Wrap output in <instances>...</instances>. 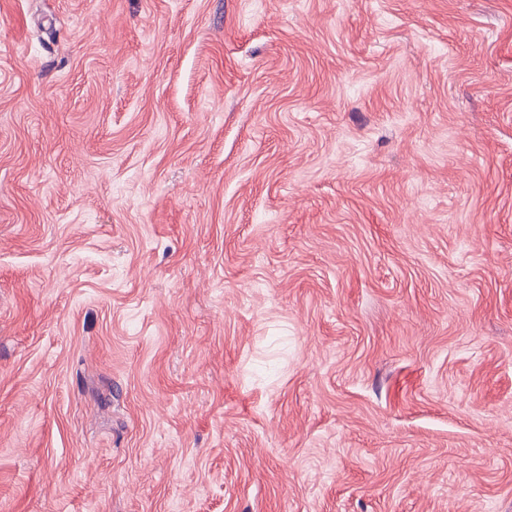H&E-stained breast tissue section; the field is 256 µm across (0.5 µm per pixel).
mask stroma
Instances as JSON below:
<instances>
[{"label": "stroma", "mask_w": 512, "mask_h": 512, "mask_svg": "<svg viewBox=\"0 0 512 512\" xmlns=\"http://www.w3.org/2000/svg\"><path fill=\"white\" fill-rule=\"evenodd\" d=\"M0 512H512V0H0Z\"/></svg>", "instance_id": "stroma-1"}]
</instances>
